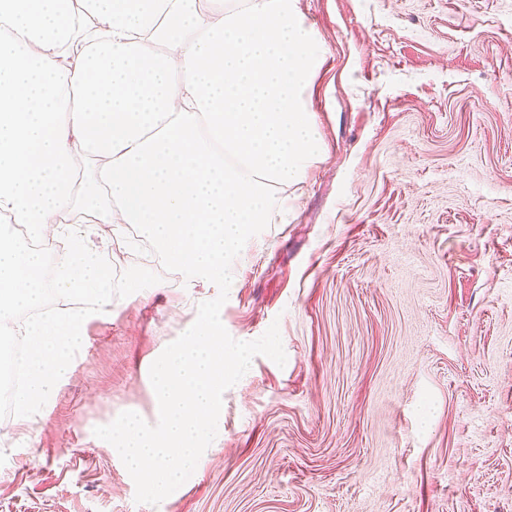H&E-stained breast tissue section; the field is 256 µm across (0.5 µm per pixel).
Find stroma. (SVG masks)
I'll use <instances>...</instances> for the list:
<instances>
[{"label":"stroma","instance_id":"35a3bbf8","mask_svg":"<svg viewBox=\"0 0 512 512\" xmlns=\"http://www.w3.org/2000/svg\"><path fill=\"white\" fill-rule=\"evenodd\" d=\"M299 8L327 153L222 307L237 340L278 323L285 366L256 356L193 475L136 503L93 430L151 416V364L218 289L93 225L112 310L46 406L0 413V512H512V0Z\"/></svg>","mask_w":512,"mask_h":512}]
</instances>
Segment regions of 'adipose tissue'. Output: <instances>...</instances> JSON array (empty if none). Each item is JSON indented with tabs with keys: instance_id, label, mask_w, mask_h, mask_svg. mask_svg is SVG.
<instances>
[{
	"instance_id": "ef3b65f1",
	"label": "adipose tissue",
	"mask_w": 512,
	"mask_h": 512,
	"mask_svg": "<svg viewBox=\"0 0 512 512\" xmlns=\"http://www.w3.org/2000/svg\"><path fill=\"white\" fill-rule=\"evenodd\" d=\"M324 53L299 0H0V341L24 345L17 419L112 304L86 224L133 226L188 282L226 284L255 225L281 222L280 190L325 151L309 99Z\"/></svg>"
}]
</instances>
